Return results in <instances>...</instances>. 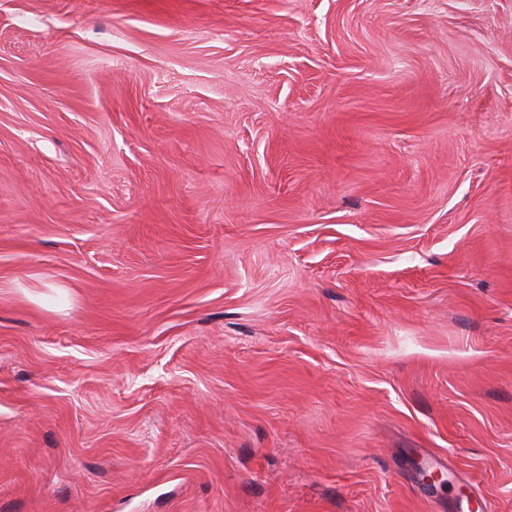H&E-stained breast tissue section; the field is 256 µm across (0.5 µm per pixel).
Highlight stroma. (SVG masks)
Segmentation results:
<instances>
[{"label":"stroma","mask_w":512,"mask_h":512,"mask_svg":"<svg viewBox=\"0 0 512 512\" xmlns=\"http://www.w3.org/2000/svg\"><path fill=\"white\" fill-rule=\"evenodd\" d=\"M471 496L512 512V0H0V512Z\"/></svg>","instance_id":"obj_1"}]
</instances>
